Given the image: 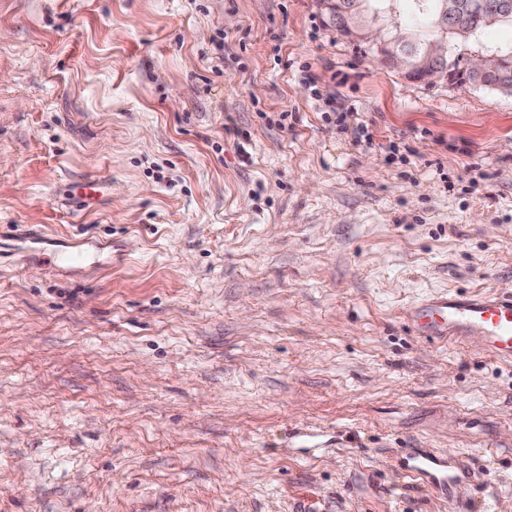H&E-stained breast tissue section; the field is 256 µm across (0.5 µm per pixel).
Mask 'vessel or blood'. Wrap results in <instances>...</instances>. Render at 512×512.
I'll return each instance as SVG.
<instances>
[{"label": "vessel or blood", "mask_w": 512, "mask_h": 512, "mask_svg": "<svg viewBox=\"0 0 512 512\" xmlns=\"http://www.w3.org/2000/svg\"><path fill=\"white\" fill-rule=\"evenodd\" d=\"M404 316L417 335L471 345L490 358L512 361L511 290L471 295L451 289L412 304ZM406 461L410 477L426 479L435 490L447 491L454 481L448 473L453 456L415 448Z\"/></svg>", "instance_id": "1"}]
</instances>
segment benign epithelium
Listing matches in <instances>:
<instances>
[{
  "instance_id": "obj_1",
  "label": "benign epithelium",
  "mask_w": 512,
  "mask_h": 512,
  "mask_svg": "<svg viewBox=\"0 0 512 512\" xmlns=\"http://www.w3.org/2000/svg\"><path fill=\"white\" fill-rule=\"evenodd\" d=\"M394 30L388 35L384 28L373 23H365L349 17L339 30L342 36L367 45L374 50L378 59L400 71L405 77H416L417 81L428 84L454 83L453 73L447 69L444 60L448 58V39L440 35L431 41L428 48V59L420 60L411 51L414 45V35L404 31L398 24H393ZM499 58L492 54L476 56L468 60L466 75L475 83L482 81L492 74H500Z\"/></svg>"
}]
</instances>
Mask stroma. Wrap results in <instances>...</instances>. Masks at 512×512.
<instances>
[{
	"mask_svg": "<svg viewBox=\"0 0 512 512\" xmlns=\"http://www.w3.org/2000/svg\"><path fill=\"white\" fill-rule=\"evenodd\" d=\"M451 288L512 290V95L314 0H0V512H512V362L401 320ZM406 456L405 468L412 478H424L430 486L437 490L447 491L448 485L454 482V477L448 475V466L457 464V459L451 455L438 454L433 450L411 448Z\"/></svg>",
	"mask_w": 512,
	"mask_h": 512,
	"instance_id": "35a3bbf8",
	"label": "stroma"
}]
</instances>
